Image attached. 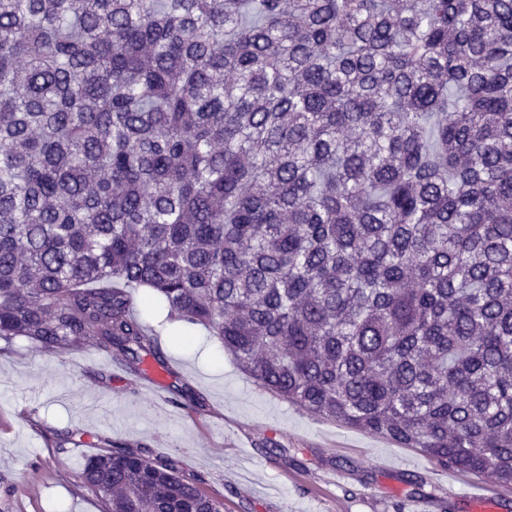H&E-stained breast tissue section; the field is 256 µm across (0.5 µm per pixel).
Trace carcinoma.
Here are the masks:
<instances>
[{"label":"carcinoma","instance_id":"carcinoma-1","mask_svg":"<svg viewBox=\"0 0 512 512\" xmlns=\"http://www.w3.org/2000/svg\"><path fill=\"white\" fill-rule=\"evenodd\" d=\"M512 483V0H0V342L162 361ZM109 442L101 512H222Z\"/></svg>","mask_w":512,"mask_h":512}]
</instances>
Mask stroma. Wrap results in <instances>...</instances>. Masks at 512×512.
Returning <instances> with one entry per match:
<instances>
[{"mask_svg": "<svg viewBox=\"0 0 512 512\" xmlns=\"http://www.w3.org/2000/svg\"><path fill=\"white\" fill-rule=\"evenodd\" d=\"M166 363L131 373L94 346L51 355L18 339L0 350V512H101L82 487L87 458L107 441L144 445L200 475L224 512H469L473 483L492 473L440 467L412 448L312 416L244 375L202 327L169 320L161 303H135ZM190 388L201 406L159 407ZM81 434L58 444L56 434Z\"/></svg>", "mask_w": 512, "mask_h": 512, "instance_id": "stroma-1", "label": "stroma"}]
</instances>
